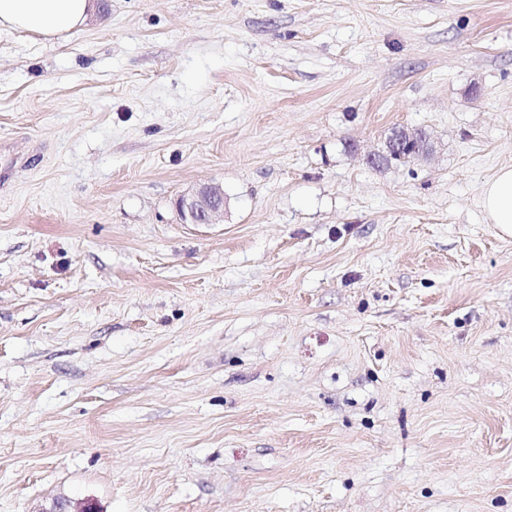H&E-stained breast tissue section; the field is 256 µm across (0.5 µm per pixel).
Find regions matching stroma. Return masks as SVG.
<instances>
[{
  "instance_id": "1",
  "label": "stroma",
  "mask_w": 512,
  "mask_h": 512,
  "mask_svg": "<svg viewBox=\"0 0 512 512\" xmlns=\"http://www.w3.org/2000/svg\"><path fill=\"white\" fill-rule=\"evenodd\" d=\"M505 165L512 0L0 33V512H512ZM405 148H413L415 154L423 153L428 148V142L422 132L399 130L392 135L381 150L367 156V162L372 165L385 163L395 154H400ZM481 206L487 224L512 237V166L501 167L483 184ZM182 219L190 224H220L224 221V188L217 183L195 187L178 202Z\"/></svg>"
}]
</instances>
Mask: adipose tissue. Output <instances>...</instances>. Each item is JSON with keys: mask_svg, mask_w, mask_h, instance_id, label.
<instances>
[{"mask_svg": "<svg viewBox=\"0 0 512 512\" xmlns=\"http://www.w3.org/2000/svg\"><path fill=\"white\" fill-rule=\"evenodd\" d=\"M93 0H0V32L21 31L44 40L84 24ZM487 223L512 237V166L500 168L481 190Z\"/></svg>", "mask_w": 512, "mask_h": 512, "instance_id": "1", "label": "adipose tissue"}]
</instances>
